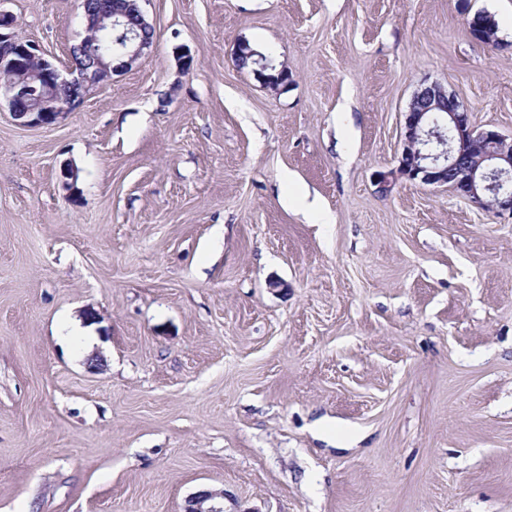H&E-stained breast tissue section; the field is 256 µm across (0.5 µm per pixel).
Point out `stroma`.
I'll return each mask as SVG.
<instances>
[{"instance_id":"35a3bbf8","label":"stroma","mask_w":512,"mask_h":512,"mask_svg":"<svg viewBox=\"0 0 512 512\" xmlns=\"http://www.w3.org/2000/svg\"><path fill=\"white\" fill-rule=\"evenodd\" d=\"M472 8L506 50L458 0H146L64 120L0 107V512H512V217L378 188L422 83L512 137V0ZM0 9L69 65L80 0ZM463 15L469 35L473 40L497 49L507 48V45H503L500 39L494 36L493 20L491 16L488 15L489 20L487 22L480 21V19L476 20L475 17L469 16L467 6L463 10ZM218 498L224 500V493L202 490L189 498L184 512H224V502L221 504Z\"/></svg>"}]
</instances>
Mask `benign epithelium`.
Wrapping results in <instances>:
<instances>
[{"label": "benign epithelium", "mask_w": 512, "mask_h": 512, "mask_svg": "<svg viewBox=\"0 0 512 512\" xmlns=\"http://www.w3.org/2000/svg\"><path fill=\"white\" fill-rule=\"evenodd\" d=\"M124 0H82L84 35L77 45L80 60L59 68L40 46L21 38L14 18L0 11V100L12 117L27 127L48 126L64 119L82 103L83 93L112 80L147 55L155 38L141 33L152 29L142 9ZM469 35L477 42L505 48L494 36L493 20L480 21L463 10ZM121 35L116 48L90 49L102 34ZM258 79L269 86H288V73L276 77L263 72ZM404 178L425 185H446L473 205L497 214L512 215V139L491 128H478L457 96L437 83H422L405 112L403 147L398 167L381 176L379 188L388 192ZM224 492L202 490L189 498L184 512H224L218 499Z\"/></svg>", "instance_id": "7a95c632"}]
</instances>
